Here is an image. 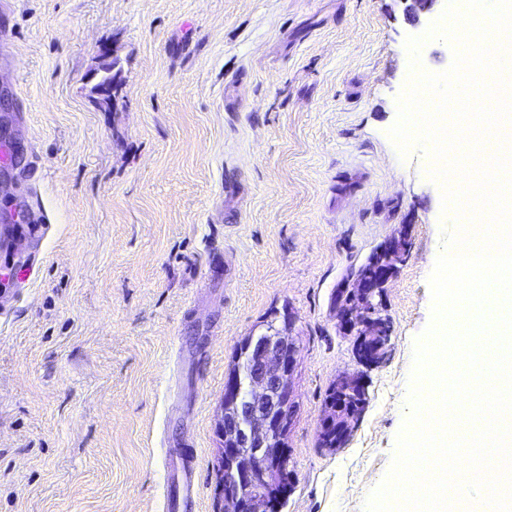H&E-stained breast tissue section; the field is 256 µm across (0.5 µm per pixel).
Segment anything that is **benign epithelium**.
Listing matches in <instances>:
<instances>
[{
  "label": "benign epithelium",
  "instance_id": "1",
  "mask_svg": "<svg viewBox=\"0 0 512 512\" xmlns=\"http://www.w3.org/2000/svg\"><path fill=\"white\" fill-rule=\"evenodd\" d=\"M408 21L415 28L447 8L448 0H407ZM406 226L375 250L369 268L354 275L351 291L336 299L341 332L353 339L356 362L366 368L381 364L390 343L389 325L381 316L387 284L405 263ZM295 318L286 310L276 321L239 344L224 381V404L218 435V495L224 512H282L297 484L290 461L288 433L295 412L293 376L301 344ZM355 399L347 407L345 401ZM368 398L360 373L336 377L327 392L319 436L325 448L343 447Z\"/></svg>",
  "mask_w": 512,
  "mask_h": 512
}]
</instances>
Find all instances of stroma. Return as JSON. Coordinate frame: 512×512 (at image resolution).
Here are the masks:
<instances>
[{"label": "stroma", "mask_w": 512, "mask_h": 512, "mask_svg": "<svg viewBox=\"0 0 512 512\" xmlns=\"http://www.w3.org/2000/svg\"><path fill=\"white\" fill-rule=\"evenodd\" d=\"M403 0H12L0 11V512H218L224 378L289 308L301 355L284 512H366L411 411L429 277L456 219L427 149L388 136L411 69ZM118 61L111 103L92 87ZM388 356L346 445L326 392L359 370L336 291L400 225Z\"/></svg>", "instance_id": "obj_1"}]
</instances>
